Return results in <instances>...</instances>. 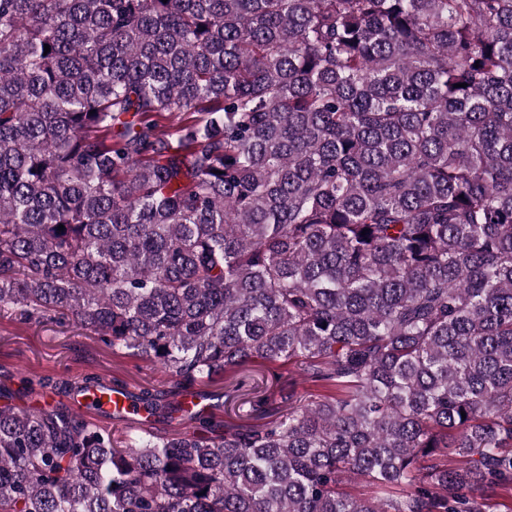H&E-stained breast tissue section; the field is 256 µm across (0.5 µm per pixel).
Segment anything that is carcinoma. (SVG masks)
Here are the masks:
<instances>
[{
    "mask_svg": "<svg viewBox=\"0 0 512 512\" xmlns=\"http://www.w3.org/2000/svg\"><path fill=\"white\" fill-rule=\"evenodd\" d=\"M2 312L336 392L166 438L6 402L0 512H497L512 0H0ZM276 372L283 373V388L288 389V382H290L295 385L296 391L301 395L325 393V389L318 385L319 383L306 379L296 366L278 368Z\"/></svg>",
    "mask_w": 512,
    "mask_h": 512,
    "instance_id": "obj_1",
    "label": "carcinoma"
}]
</instances>
